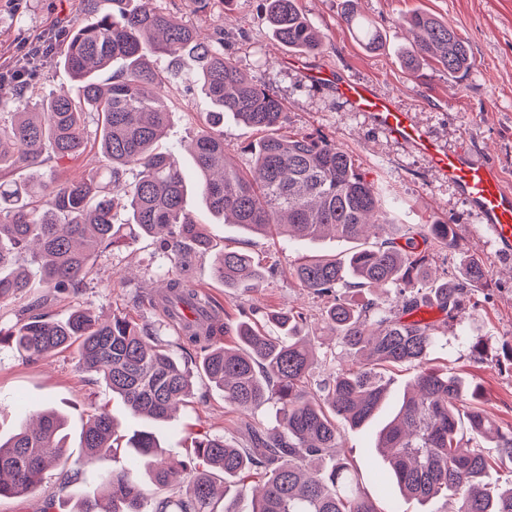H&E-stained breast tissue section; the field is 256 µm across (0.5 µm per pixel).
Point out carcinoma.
<instances>
[{
	"label": "carcinoma",
	"instance_id": "carcinoma-1",
	"mask_svg": "<svg viewBox=\"0 0 512 512\" xmlns=\"http://www.w3.org/2000/svg\"><path fill=\"white\" fill-rule=\"evenodd\" d=\"M90 21L64 31V66L79 83L77 97L50 94L40 101L29 93V78L15 81L14 98L0 99V171L22 166L42 169L78 158L87 143V123L96 117L101 164L79 178L55 173L29 178L0 174V300L27 294L36 269L47 294L77 289L90 273L91 257L118 249L129 237L153 241L171 268L164 291L141 292L136 301L162 311L177 329L184 361L202 355L200 371L224 399L242 411L275 402L276 425L251 432L235 445L222 435L195 442L184 456L163 447L150 430L133 435L128 447L144 462L146 474L170 494L148 501L138 476L129 469L107 479L110 507L84 500L74 512H239L217 509L216 476L240 481L239 496L251 495V512H376L360 490L352 463L343 458L317 465L338 445L336 418L360 426L374 418L387 390L380 369L418 367L395 417L379 433L377 448L386 456L399 490L420 503L454 496L457 512H512V486L493 488L492 467L481 443L494 435L498 453L512 458V428L495 429L486 411L458 403L470 387L457 375L428 366L438 339L434 325L413 315L437 308L459 323L470 286L486 278L484 267L468 261L462 281L433 274L430 253L416 239L440 248L461 249L448 224H404L400 238L365 241L368 229L393 224L388 208L394 197L369 181L355 157L321 133L287 130V109L270 89L248 79L224 54V29L206 40L197 28L140 0H83ZM265 20L283 45L315 52L323 36L300 12L297 0H262ZM342 20L356 28L363 43L379 44L376 26L349 7ZM417 32L405 66L415 74L434 64L455 77L472 65L466 41L447 21L415 11L404 18ZM190 53L197 71L190 84L209 99L192 144L200 173L198 191L209 210L246 232L263 235L273 226L294 239L325 232L356 243L346 259L308 260L291 272L299 286L328 298L321 322L336 343L358 361L357 369L315 376L316 360L302 336L308 317L292 308L265 313V326L230 324L218 301L196 288L190 272L195 259L211 250L202 225L185 212L186 179L177 159L158 150L169 112L165 93L178 77L162 73L151 58ZM116 61L123 68L108 81L99 76ZM8 106L5 114L1 108ZM265 132L247 146L252 165L244 172L224 152V117ZM136 171L128 182L124 174ZM125 211L122 222L115 209ZM214 273L226 288H257L269 269L249 254L223 251ZM396 288L398 299L363 300L349 296L376 288ZM236 328L235 345L219 340ZM18 352L40 357L78 345V362L101 376L130 412L165 422L192 391L190 370L146 326L114 316L100 321L76 307L65 318L45 313L3 332ZM115 425L100 409L89 416L80 436L84 463L114 453ZM472 447L460 448L463 436ZM64 421L39 413L34 428L22 427L0 441V496H20L41 486L46 469L65 454Z\"/></svg>",
	"mask_w": 512,
	"mask_h": 512
}]
</instances>
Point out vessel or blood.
<instances>
[{"mask_svg":"<svg viewBox=\"0 0 512 512\" xmlns=\"http://www.w3.org/2000/svg\"><path fill=\"white\" fill-rule=\"evenodd\" d=\"M305 76L312 84L334 89L354 111L367 114L375 128L428 156L479 213L487 235L499 250L512 256V186L505 183L498 169L476 159L468 143L453 149L442 147L411 113L397 108L391 97L379 94L369 83L325 66L307 69Z\"/></svg>","mask_w":512,"mask_h":512,"instance_id":"b4317fda","label":"vessel or blood"}]
</instances>
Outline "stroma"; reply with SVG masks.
I'll use <instances>...</instances> for the list:
<instances>
[{"instance_id": "obj_1", "label": "stroma", "mask_w": 512, "mask_h": 512, "mask_svg": "<svg viewBox=\"0 0 512 512\" xmlns=\"http://www.w3.org/2000/svg\"><path fill=\"white\" fill-rule=\"evenodd\" d=\"M152 4L195 26L205 36L221 24L223 16H230L224 34L225 53L241 72L281 98L290 129L335 137L355 156L367 179L392 188L404 205L402 223L451 224L462 248L434 250L433 269L442 277H456L470 254L484 265L488 276L471 292L460 324L445 322L438 312H429L439 336L430 365L463 377L472 388L483 392L480 405L495 425L511 426L512 361L505 351L512 347V257L505 259L497 253L482 232L479 215L453 186L438 177L428 159L374 129L366 115L352 111L333 92L309 83L302 70L324 64L372 84L378 93L391 96L400 109L413 113L444 146L452 148L460 139H468L476 157L497 166L512 184V0H356L358 14L373 21L382 36L380 46L373 50L343 22L344 0H298L301 13L325 37L315 53L294 51L278 42L263 20L261 0H211L203 12L195 11L191 0H152ZM415 10L448 21L467 41L473 66L463 79L448 77L433 65L415 74L404 68L401 54L409 48L413 34L397 20ZM86 19L82 0H0V71L16 69L27 48ZM165 101L171 117L161 143L178 159L189 180H196L190 144L211 103L200 89L188 92L180 84L172 87ZM186 209L205 224L215 252L242 251L262 265L278 267L277 274L259 288L228 289L214 275L212 255L202 256L192 269L196 287L206 290L236 317L255 309L301 307L312 322L309 340L320 361L317 376L328 375L330 368L350 365L349 355L319 320L325 298L298 288L290 271L311 256H344L351 251V242L331 233L315 241H291L282 234L252 235L213 217L193 190L187 194ZM91 264V272L78 290L55 296L48 304L53 318H64L78 306L103 318L124 315L152 327L160 341L174 344L176 332L162 314L134 301L137 291L156 287L166 266L148 239L139 238L120 249L98 253ZM126 270L136 275L128 285L120 282ZM479 340L484 348L478 355L473 346ZM327 354L334 357L328 367L322 363ZM416 372L411 365L385 370L388 394L376 416L358 428L338 421L341 450L357 466L361 488L379 512H454L455 501L436 499L424 506L398 490L380 489L376 482L375 475L383 466L374 451L376 434ZM48 406L67 420L71 434L68 466L76 475L67 482L59 468H51L36 492L1 498L0 512H41L45 499L51 496L58 501L56 512H68L76 500L101 498L112 471L143 468L129 453L105 456L93 466H82L80 432L94 409L108 410L125 435L144 428L145 423L132 416L95 374L79 368L75 349L30 360L1 343L0 434H12ZM274 421L272 405L252 414L239 411L225 403L221 390L197 375L187 405L155 431L165 447L182 453L199 436L223 435L238 442L249 428L269 427Z\"/></svg>"}]
</instances>
